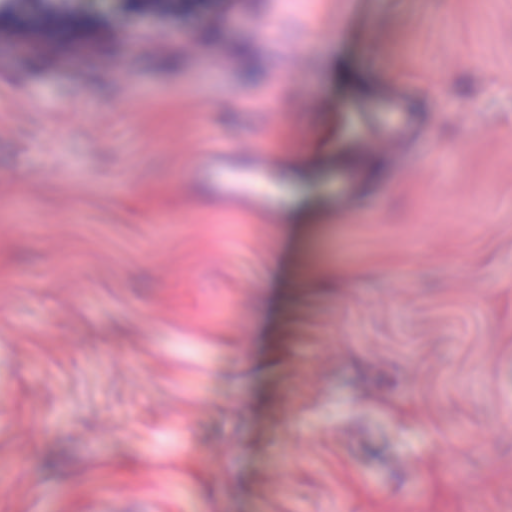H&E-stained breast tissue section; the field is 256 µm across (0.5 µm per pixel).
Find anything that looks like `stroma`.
Returning <instances> with one entry per match:
<instances>
[{
    "label": "stroma",
    "instance_id": "stroma-1",
    "mask_svg": "<svg viewBox=\"0 0 512 512\" xmlns=\"http://www.w3.org/2000/svg\"><path fill=\"white\" fill-rule=\"evenodd\" d=\"M147 30L0 34V512H512V0ZM227 145L219 148L205 149L201 159L196 163L194 175L204 176L214 171L224 172V157L227 154Z\"/></svg>",
    "mask_w": 512,
    "mask_h": 512
}]
</instances>
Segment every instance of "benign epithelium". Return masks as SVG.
Segmentation results:
<instances>
[{"label":"benign epithelium","mask_w":512,"mask_h":512,"mask_svg":"<svg viewBox=\"0 0 512 512\" xmlns=\"http://www.w3.org/2000/svg\"><path fill=\"white\" fill-rule=\"evenodd\" d=\"M223 0H68L57 21L48 22L28 5L27 0H16L13 17L0 19V29L31 40H47L59 27H68L92 35L112 25L119 18L147 21L172 17H189L201 8L216 10Z\"/></svg>","instance_id":"7a95c632"}]
</instances>
